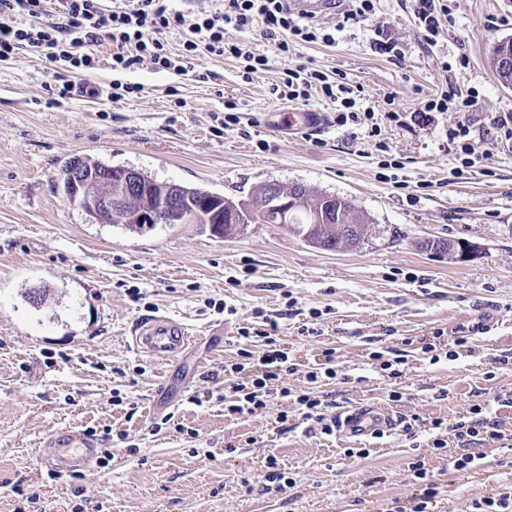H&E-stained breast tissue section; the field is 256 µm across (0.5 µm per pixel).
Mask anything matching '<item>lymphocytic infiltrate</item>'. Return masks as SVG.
Returning <instances> with one entry per match:
<instances>
[{
    "label": "lymphocytic infiltrate",
    "mask_w": 512,
    "mask_h": 512,
    "mask_svg": "<svg viewBox=\"0 0 512 512\" xmlns=\"http://www.w3.org/2000/svg\"><path fill=\"white\" fill-rule=\"evenodd\" d=\"M256 24L263 26L266 38L283 52L294 43L330 45L336 41L333 34L322 31L314 15L292 12L288 0H221L209 12L175 6L174 0H112L108 6L101 0H0V61L23 53L65 72L85 74L98 68L100 49L106 45L112 50L115 71L147 60L156 69L185 74L203 59L231 57L242 61V77L249 81L266 69L268 59L245 42L229 39L227 31ZM173 32L182 36L175 47L168 40ZM271 93L291 103L309 101L314 95L328 99L336 106L335 121L340 126H360L374 118L373 112H356L361 89L343 73L330 74L305 65L289 68ZM278 328L277 321L266 320L259 333L264 341L261 354L245 350L241 361L225 365V415L241 418L265 408L271 400H289L306 419L319 425L321 434H333L335 418L319 386L337 376L334 350H324L321 362L306 372L305 388L292 392L288 378L296 373L297 365L279 344ZM449 428L463 449L448 459L449 470L455 472L483 468L480 446L512 440L498 420L478 405ZM408 469L414 486L409 512H434L442 497L439 484L423 459L410 462Z\"/></svg>",
    "instance_id": "1"
}]
</instances>
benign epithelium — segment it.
<instances>
[{
  "label": "benign epithelium",
  "instance_id": "benign-epithelium-1",
  "mask_svg": "<svg viewBox=\"0 0 512 512\" xmlns=\"http://www.w3.org/2000/svg\"><path fill=\"white\" fill-rule=\"evenodd\" d=\"M65 178L78 191L79 200L86 210L98 220L107 218L111 222H122L130 211L135 210L149 225L175 221L183 224L206 222L211 233L218 238L224 237L226 231L232 235L241 228L236 223L240 212L260 217L274 213L279 223L289 227L296 221V213L303 209V200L310 194L309 188L300 183L284 186L277 182H268L248 202L238 206L228 205V199L220 195L213 200V205L232 214L231 223L224 226L209 223L210 214L201 209H186L179 185L170 183L158 195L155 193L153 179L132 167H124L115 173L110 170L73 166ZM308 218L309 224L305 225L308 232L314 227L328 231L335 229L339 232L343 229L341 225L336 227L328 223L329 215L323 208L311 210Z\"/></svg>",
  "mask_w": 512,
  "mask_h": 512
}]
</instances>
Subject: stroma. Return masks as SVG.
<instances>
[{
  "mask_svg": "<svg viewBox=\"0 0 512 512\" xmlns=\"http://www.w3.org/2000/svg\"><path fill=\"white\" fill-rule=\"evenodd\" d=\"M375 5L374 17L349 24L341 8L320 9L336 37L330 46L300 43L284 53L261 26L229 30L269 60L249 82L231 57L204 59L200 73L185 75L147 61L118 74L103 63L81 78L93 95L62 98L70 74L37 59L0 62V512H77L88 502L101 512H388L410 500L408 464L418 455L444 488V512H469L473 498L512 487V448L485 446V468L452 474V433L439 455L427 428L435 418L453 424L478 404L512 433V139L493 129L496 116L512 113V87L492 63L496 44L512 38V0H452L432 46L411 0ZM377 21L399 58L373 49ZM301 63L361 86L359 104L374 110L379 137L336 125L334 104L321 98L292 107L275 99L272 85ZM115 79L144 90L110 102ZM443 90L471 96L473 107L418 113L420 99ZM227 97L241 105L239 124L228 128L214 119ZM388 108L401 122L385 119ZM308 111L324 113L325 126L272 125L274 113ZM458 122L471 128L475 164L456 178L448 128ZM379 140L387 153L377 151ZM77 156L237 202L266 182L302 183L350 201L367 233L356 246L325 251L281 224H248L227 238L204 224L141 233L99 224L57 190L63 165ZM386 158L394 165L385 170ZM402 180L428 181L417 204L398 189ZM426 239L476 252H429ZM259 309L283 316L281 342L302 367L288 378L292 390L332 348L338 375L324 390L336 409L389 405L425 430L413 440L400 430L373 440L361 459L292 404L226 417L215 399L224 366L238 361L236 338L257 326ZM157 315L197 331L176 360L129 344L137 324ZM488 316L494 328L473 334ZM307 326L318 337H306ZM437 331L469 343L430 363L415 342ZM391 349L407 353L398 378L371 358ZM63 428L94 431L112 453L109 465L57 478L41 469L43 439ZM272 457L294 486L264 488Z\"/></svg>",
  "mask_w": 512,
  "mask_h": 512,
  "instance_id": "1",
  "label": "stroma"
}]
</instances>
